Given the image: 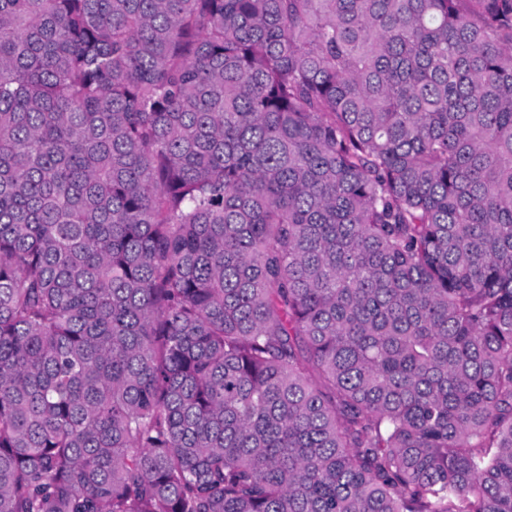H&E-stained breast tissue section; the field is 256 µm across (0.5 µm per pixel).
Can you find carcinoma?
Listing matches in <instances>:
<instances>
[{
  "label": "carcinoma",
  "mask_w": 512,
  "mask_h": 512,
  "mask_svg": "<svg viewBox=\"0 0 512 512\" xmlns=\"http://www.w3.org/2000/svg\"><path fill=\"white\" fill-rule=\"evenodd\" d=\"M0 512H512V0H0Z\"/></svg>",
  "instance_id": "cac0c4a2"
}]
</instances>
